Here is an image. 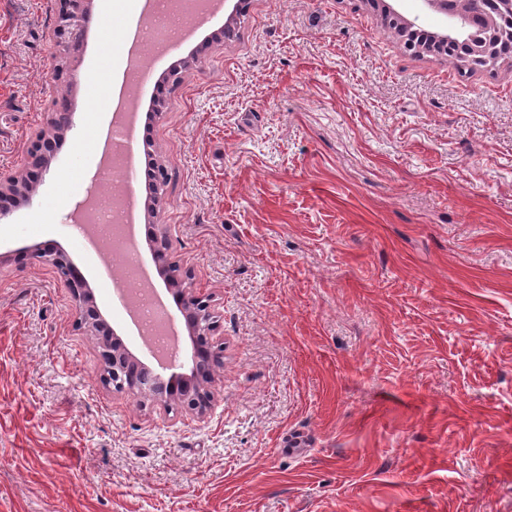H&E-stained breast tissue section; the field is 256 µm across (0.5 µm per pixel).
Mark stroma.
<instances>
[{"label":"stroma","mask_w":512,"mask_h":512,"mask_svg":"<svg viewBox=\"0 0 512 512\" xmlns=\"http://www.w3.org/2000/svg\"><path fill=\"white\" fill-rule=\"evenodd\" d=\"M57 0H0V171L47 130ZM193 31L148 138L158 223L222 316L205 417L100 381L32 245L151 356L69 215L146 14L93 5L75 127L0 224V512H512V67L410 55L366 0H251Z\"/></svg>","instance_id":"35a3bbf8"}]
</instances>
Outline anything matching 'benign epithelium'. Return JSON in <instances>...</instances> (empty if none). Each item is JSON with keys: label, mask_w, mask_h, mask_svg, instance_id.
Returning <instances> with one entry per match:
<instances>
[{"label": "benign epithelium", "mask_w": 512, "mask_h": 512, "mask_svg": "<svg viewBox=\"0 0 512 512\" xmlns=\"http://www.w3.org/2000/svg\"><path fill=\"white\" fill-rule=\"evenodd\" d=\"M59 8L53 30L54 40L59 48L60 63L56 71L80 59L87 41L92 22L94 0H58ZM425 11H434L443 16L441 34L443 38H461L466 32L464 22H483L496 35H512V6L498 16H484L479 12L465 11V0H419ZM54 122L49 130L41 133L32 144V167L37 176L23 172H0V223L8 224L12 209L4 205V199L14 198L24 206L33 205L38 196L40 181L50 170L53 156L46 147L54 135H65L74 128V113L71 97L64 96L53 101ZM150 249L157 263L160 277L166 288L173 292L181 313L188 339L190 355L183 364L171 358L173 373L168 378L170 390H157L155 379L158 374L142 363L117 336H100L108 322L99 305L89 281L72 259L61 249L47 252L40 247L33 248L37 258L50 262L59 278L70 289L75 307V322L89 336L100 337L99 348L102 359V383L116 392L134 395L143 399L160 402L169 407L179 405L199 417L207 414L215 397L218 369L223 362V347L214 344L218 311L212 299L195 288L186 286L189 275H177L180 265L174 260L171 239L166 226L157 225Z\"/></svg>", "instance_id": "1"}]
</instances>
